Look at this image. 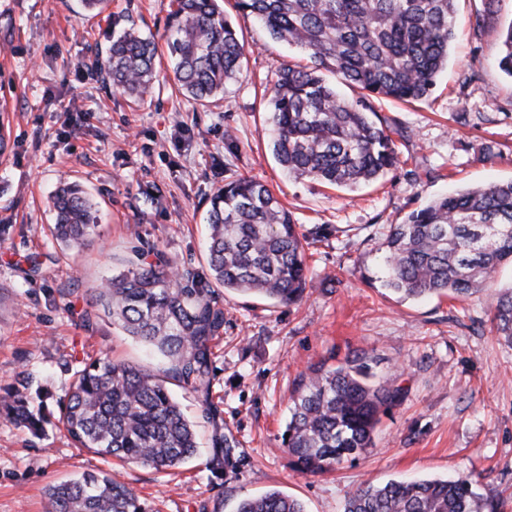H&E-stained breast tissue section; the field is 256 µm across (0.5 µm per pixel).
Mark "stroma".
I'll return each mask as SVG.
<instances>
[{
	"label": "stroma",
	"instance_id": "obj_1",
	"mask_svg": "<svg viewBox=\"0 0 512 512\" xmlns=\"http://www.w3.org/2000/svg\"><path fill=\"white\" fill-rule=\"evenodd\" d=\"M169 4L107 0L96 15L80 0H0V392L28 375L49 391L53 412L79 361L106 354L164 366L93 298L135 247L163 253L175 272L207 275L210 197L232 177L269 185L302 231L323 226L307 250V290L291 306L215 292L224 332L213 343L210 400L240 443L236 472L208 468L212 427L201 399L173 381L200 448L164 473L113 465L54 425L36 436L0 413V512H44L49 485L85 472L116 476L150 512H231L272 489L302 500L306 512H343L359 485L461 472L495 488L500 512H512V344L492 332L487 295L401 301L379 281L396 218L449 191L512 179V78L498 67L512 0H457L459 29L431 96L374 103L379 118L399 123L397 166L353 191L289 177L273 157L264 90L281 65L310 59L273 42L234 0L224 11L246 60L224 100L188 101L163 52L144 101L102 84L96 61L113 28L162 40ZM66 179L99 207L80 251L49 231L50 197ZM30 254L42 260L34 276L23 262ZM355 353L395 372L406 399L383 416L370 453L300 475L283 445L295 381L312 363Z\"/></svg>",
	"mask_w": 512,
	"mask_h": 512
}]
</instances>
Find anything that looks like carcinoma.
Wrapping results in <instances>:
<instances>
[{
    "mask_svg": "<svg viewBox=\"0 0 512 512\" xmlns=\"http://www.w3.org/2000/svg\"><path fill=\"white\" fill-rule=\"evenodd\" d=\"M456 0H235L270 38L295 45L311 65L285 64L267 89L271 150L288 175L354 190L397 164L398 124L376 122L373 99L413 103L428 97L448 67L457 32ZM166 47L182 94L201 105L224 96L237 80L245 46L221 0H171ZM158 44L133 26L112 35L99 64L103 81L144 100L153 87ZM501 70L512 78V21L503 35ZM361 90L347 99L328 76ZM53 238L80 249L98 223L96 203L65 182L51 198ZM209 277L173 275L163 254H136L127 271L97 296L123 331L157 348L164 370L101 356L76 368L57 422L81 448L167 472L191 459L197 433L168 387L175 378L202 397L212 425L214 473L241 461L210 402L211 343L223 332L224 309L214 288L257 294L294 305L306 292L309 237L273 190L249 177L224 182L210 197ZM381 282L401 300L468 298L487 290L512 264V179L437 197L388 225ZM492 331L512 344V287L491 294ZM30 378L20 375L0 399L10 418L37 436L44 416L31 410ZM405 388L375 371L367 354L300 374L291 395L285 451L300 472L317 474L376 447L381 416L403 402ZM469 474L389 481L349 492L343 512H495ZM46 512H145L139 497L108 473H84L46 493ZM235 512H305L296 497L275 490L245 498Z\"/></svg>",
    "mask_w": 512,
    "mask_h": 512,
    "instance_id": "cac0c4a2",
    "label": "carcinoma"
}]
</instances>
